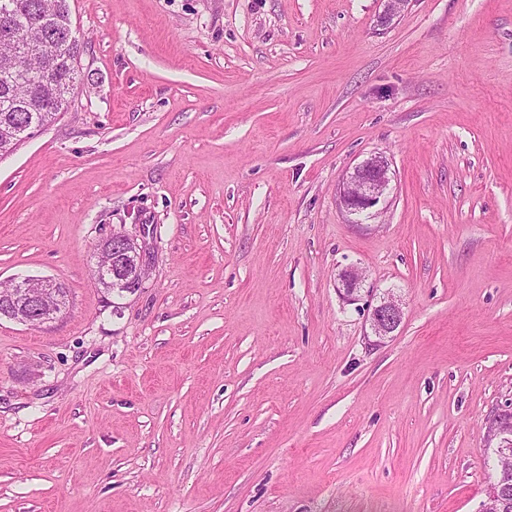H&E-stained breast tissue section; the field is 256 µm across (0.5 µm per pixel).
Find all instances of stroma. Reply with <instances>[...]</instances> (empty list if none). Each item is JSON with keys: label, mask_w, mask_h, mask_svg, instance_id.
Segmentation results:
<instances>
[{"label": "stroma", "mask_w": 512, "mask_h": 512, "mask_svg": "<svg viewBox=\"0 0 512 512\" xmlns=\"http://www.w3.org/2000/svg\"><path fill=\"white\" fill-rule=\"evenodd\" d=\"M68 3L70 106L0 159V282L69 300L0 319V512H479L512 411V0ZM114 231L151 267L108 296ZM391 177L388 162L381 156L367 158L343 182L341 204L349 215L370 217L388 190ZM338 281L340 284L338 287L340 294L348 301H353L355 300V298H353L354 295L361 290L365 276L362 271L352 267L339 273ZM10 294L0 298V318L6 317L23 324H45L57 318L64 300L63 284L51 279L17 277L11 279ZM37 284V294L31 292ZM403 319V311L393 293L387 292L379 297L368 316L370 334L375 340H370L373 345H380L384 340L393 336ZM498 414L488 418L486 426L487 447L491 448V444L496 440L495 454L496 456L512 455V413Z\"/></svg>", "instance_id": "stroma-1"}]
</instances>
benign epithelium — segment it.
Masks as SVG:
<instances>
[{
	"label": "benign epithelium",
	"mask_w": 512,
	"mask_h": 512,
	"mask_svg": "<svg viewBox=\"0 0 512 512\" xmlns=\"http://www.w3.org/2000/svg\"><path fill=\"white\" fill-rule=\"evenodd\" d=\"M19 139H26V132L16 125L0 128V141L8 147ZM391 177L388 162L381 156H372L358 166L343 182L341 204L346 212L357 217L370 216L388 190ZM99 251L113 255L108 262L96 261V269L109 275L114 288L141 287L147 278L146 259L136 240L120 232H111L103 237ZM338 290L351 301L360 292L365 281L363 272L350 268L338 274ZM64 285L51 279L17 277L11 279L10 294L0 298V318L6 317L23 324L37 322L45 324L60 315L64 300ZM403 319V311L393 293L379 297L368 316L373 344L379 345L392 336ZM487 444H495V454L501 457L512 455V413L498 414L487 420ZM512 509V492L509 481L490 491L480 512H509Z\"/></svg>",
	"instance_id": "1"
}]
</instances>
